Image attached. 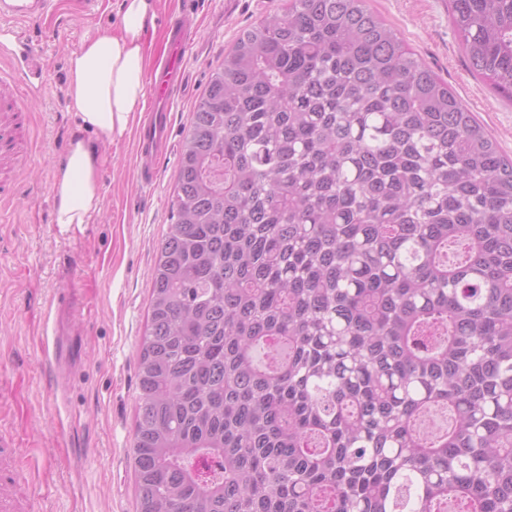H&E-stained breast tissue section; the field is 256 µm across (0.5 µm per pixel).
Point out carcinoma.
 I'll list each match as a JSON object with an SVG mask.
<instances>
[{
    "label": "carcinoma",
    "instance_id": "1",
    "mask_svg": "<svg viewBox=\"0 0 512 512\" xmlns=\"http://www.w3.org/2000/svg\"><path fill=\"white\" fill-rule=\"evenodd\" d=\"M450 16L512 100V0ZM171 210L138 512H512V159L367 0L239 34Z\"/></svg>",
    "mask_w": 512,
    "mask_h": 512
}]
</instances>
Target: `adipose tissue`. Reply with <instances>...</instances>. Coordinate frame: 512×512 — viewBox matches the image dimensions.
<instances>
[{
    "instance_id": "1",
    "label": "adipose tissue",
    "mask_w": 512,
    "mask_h": 512,
    "mask_svg": "<svg viewBox=\"0 0 512 512\" xmlns=\"http://www.w3.org/2000/svg\"><path fill=\"white\" fill-rule=\"evenodd\" d=\"M120 25L84 39L70 54L66 97L73 132L51 186L61 235L74 236L101 205L100 144L129 135L147 88V35L157 0H118Z\"/></svg>"
}]
</instances>
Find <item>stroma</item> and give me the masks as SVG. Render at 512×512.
<instances>
[{
	"label": "stroma",
	"mask_w": 512,
	"mask_h": 512,
	"mask_svg": "<svg viewBox=\"0 0 512 512\" xmlns=\"http://www.w3.org/2000/svg\"><path fill=\"white\" fill-rule=\"evenodd\" d=\"M78 2L68 0L54 22L24 27L40 50L50 91L31 106V157L17 172L11 199L0 201V436L27 461L17 480L29 512H137L131 448L139 346L190 114L237 35L284 0H158L150 59L165 53L170 12L187 7L197 24L159 179L141 190L134 138L101 145V209L81 232L64 238L53 224L50 188L54 161L72 131L67 59L85 37L119 24L116 0H99L89 16ZM369 4L512 158V101L470 71L448 0ZM47 328L58 333L61 364L54 369L40 352Z\"/></svg>",
	"instance_id": "obj_1"
}]
</instances>
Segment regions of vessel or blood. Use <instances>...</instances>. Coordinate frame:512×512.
Wrapping results in <instances>:
<instances>
[{
  "mask_svg": "<svg viewBox=\"0 0 512 512\" xmlns=\"http://www.w3.org/2000/svg\"><path fill=\"white\" fill-rule=\"evenodd\" d=\"M60 0H0V57L7 70L0 71V160H14L18 146L11 128L21 121L31 101L46 89V73L34 64L37 48L23 34L22 25L54 17ZM195 22L190 15L171 18L165 31L168 51L156 62L150 86L151 103L136 128V174L141 188H151L159 175L158 162L170 133V112L180 91L181 54L190 43ZM17 463L11 445L0 446V512H17L19 505L3 489L12 480Z\"/></svg>",
  "mask_w": 512,
  "mask_h": 512,
  "instance_id": "vessel-or-blood-1",
  "label": "vessel or blood"
}]
</instances>
